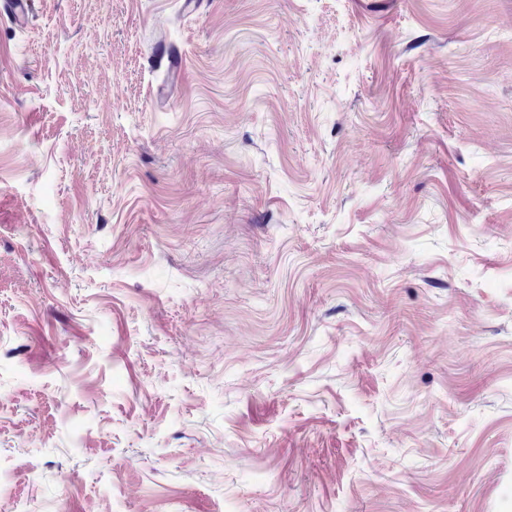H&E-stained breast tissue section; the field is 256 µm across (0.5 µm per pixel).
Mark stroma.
Returning a JSON list of instances; mask_svg holds the SVG:
<instances>
[{
  "label": "stroma",
  "instance_id": "stroma-1",
  "mask_svg": "<svg viewBox=\"0 0 512 512\" xmlns=\"http://www.w3.org/2000/svg\"><path fill=\"white\" fill-rule=\"evenodd\" d=\"M33 2L0 512H512V0Z\"/></svg>",
  "mask_w": 512,
  "mask_h": 512
}]
</instances>
